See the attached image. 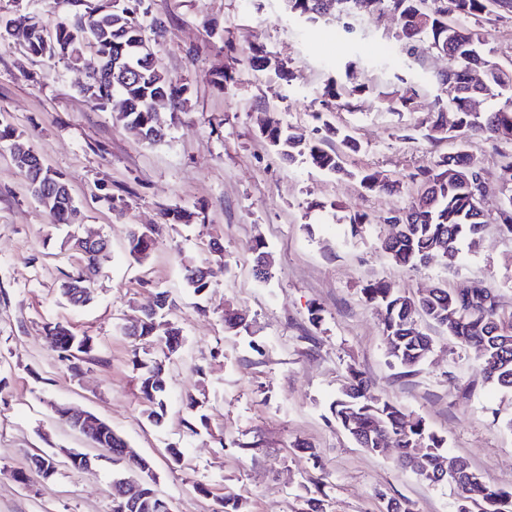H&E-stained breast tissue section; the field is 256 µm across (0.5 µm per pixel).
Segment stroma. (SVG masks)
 <instances>
[{
	"label": "stroma",
	"instance_id": "stroma-1",
	"mask_svg": "<svg viewBox=\"0 0 512 512\" xmlns=\"http://www.w3.org/2000/svg\"><path fill=\"white\" fill-rule=\"evenodd\" d=\"M166 22L163 35L143 36L158 65L183 93L176 111H162L164 143L150 145L84 98L83 70L59 58L36 57L0 38V127H11L52 171L68 180L80 210L75 224L55 222L29 192L10 150L0 147V512H112L113 467L66 466L70 450L88 443L58 420L56 405L91 412L110 423L153 462L155 490L173 512H215L225 490L247 512H304L307 497L323 512H387L391 499L412 512H456L449 485H433L394 463L395 447L372 454L336 424L329 404L349 381V369L369 381L372 398L420 417L483 480L512 490V395L487 383L474 350L454 344L429 323L433 349L418 371L391 364L377 310L363 294L373 280L418 297L483 283L512 313V239L488 226L475 250L451 263L431 258L401 267L380 250L388 212L419 193L409 175L455 141L427 140L424 122L452 85L435 77L448 60L434 52L407 59L389 12H355L347 23L310 26L283 0H146ZM485 50L512 69V15L477 23ZM263 50L289 72L257 71L248 58ZM405 68L404 80L394 71ZM360 87L352 111L325 112L330 80ZM416 94L408 111H388L405 86ZM360 143L345 157L346 175L288 164L260 128L269 118L312 129L314 113ZM473 163L491 185L512 162V139H469ZM395 182L365 190L360 173ZM178 211V222L164 214ZM367 219L351 237L341 218ZM162 226L148 259L126 251L132 227ZM93 232L110 254L92 283L93 301L75 310L58 288L76 272L74 236ZM272 257V275L252 274L256 242ZM208 271L210 286L194 295L184 265ZM166 290L177 308L171 320L183 345L163 378L167 416L153 425L145 413L138 361L144 353L123 327ZM248 314L241 335L224 332V312ZM319 321H312V311ZM54 321L91 338L94 350L72 377L46 335ZM207 417L190 434L181 426L188 401ZM184 451L183 464L167 454ZM57 462L53 476L31 466L36 454Z\"/></svg>",
	"mask_w": 512,
	"mask_h": 512
}]
</instances>
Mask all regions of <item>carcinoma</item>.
I'll use <instances>...</instances> for the list:
<instances>
[{"mask_svg": "<svg viewBox=\"0 0 512 512\" xmlns=\"http://www.w3.org/2000/svg\"><path fill=\"white\" fill-rule=\"evenodd\" d=\"M68 2L67 20L57 26L53 35H45L41 21L33 15L25 20H6L5 24H13L11 37L34 55L57 56L70 65L85 67L87 81L79 90L82 96L101 106L106 105L107 98L119 97L125 108L118 111L117 119L128 128L138 129L141 139L150 145L164 142L166 134L155 132L156 116L162 109L176 108L181 90L154 60L142 55L138 17L103 12L90 24L89 15L95 10L91 0ZM285 2L290 12L310 24H318L336 19V5L349 0ZM429 3L432 8L427 12V20L406 22L400 39L411 56L423 50L448 51V69L439 73L436 81L457 85L459 96L445 106V111L435 113L426 137L436 141L453 139L457 148L411 174L410 179L421 184L420 195L409 206L387 217L395 233L381 241L380 249L392 262L412 267L421 265L427 254L456 257L462 247L473 249L478 245L488 221L479 194L468 182L471 167L466 137L512 136V106H508L512 101V70L499 68L491 72L483 88L486 97H505L497 109L471 112L466 105L469 72L491 61L485 56L482 33L462 20L498 13L496 0H429ZM326 96V110L351 109L335 84H328ZM262 135L282 159L292 162L304 158L330 175L347 174L345 155L360 149L352 135L340 132L326 121L306 132L274 118L263 127ZM335 140L339 142L337 148L332 147ZM11 156L24 173L33 196L49 214L63 224L77 223L79 211L65 179L25 153L13 150ZM503 195L494 223L502 234L512 238V189ZM154 244L153 230L139 227L130 230L128 251L134 259H147ZM186 281L196 293L209 288L202 266L186 268ZM487 291L486 286L476 288L473 298L468 300L466 288L456 292L434 288L418 299L400 295L383 282L370 283L363 289L366 298L380 310L388 355L404 372H415L432 350V338L418 325V318L423 317L453 341L473 348L486 379L500 390L512 393V317H502L496 301L483 303L482 295ZM61 295L74 308L85 306L91 300L88 275L79 271L66 275ZM47 330L71 375L80 376V360L93 351L90 338L72 333L59 322L48 323ZM180 346L178 340L172 346L165 342L154 348L155 356L150 362L142 364L141 393L148 403L147 417L156 424L166 415L162 375L169 355ZM367 392L364 376L351 369L348 385L329 406L336 423L359 447L373 454L381 453L385 440L389 439L398 449L396 464L431 482L443 462H448L452 466L448 482L457 492V512H512V492L487 485L466 459L448 456L445 440L430 431L422 419L388 401L371 400ZM89 429L93 447L108 455L117 448L129 447L102 419ZM219 505L220 512L245 509L241 498L229 490L224 492Z\"/></svg>", "mask_w": 512, "mask_h": 512, "instance_id": "cac0c4a2", "label": "carcinoma"}]
</instances>
